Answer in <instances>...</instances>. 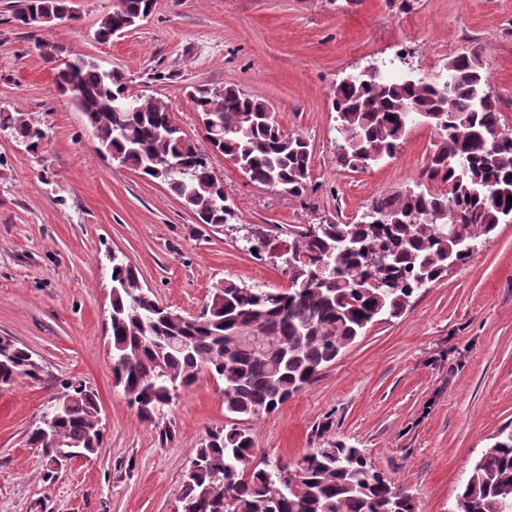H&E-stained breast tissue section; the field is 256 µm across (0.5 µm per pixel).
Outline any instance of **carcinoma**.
I'll list each match as a JSON object with an SVG mask.
<instances>
[{"mask_svg":"<svg viewBox=\"0 0 512 512\" xmlns=\"http://www.w3.org/2000/svg\"><path fill=\"white\" fill-rule=\"evenodd\" d=\"M154 8V0H121L103 16L97 37L107 42ZM71 0H25L16 18L40 26L72 16ZM453 79L436 84L378 66L367 81L339 82L332 98L345 151L336 162L351 171L375 165L401 149L410 127L431 124L439 136L420 177L428 188L381 195L370 207L390 216L384 224L320 222L288 228V244L301 250L288 268L286 288H253L232 281L214 287L198 317L161 308L141 287L136 270L112 255L109 346L112 374L128 404L143 419L170 405L202 372L224 381V414L233 422L211 431L192 450L177 512H417L415 498L397 487L364 449L324 437L291 463L253 461L255 441L237 422L271 414L311 385L374 322L400 317L412 299L443 278L449 263L463 265L469 246L512 220V131L502 129L496 96L480 58L453 57ZM61 91L85 115L98 149L119 163L167 185L201 224L235 220L224 182L210 154H221L250 182L294 197L306 194L309 142L284 130L270 109L235 86L200 85L189 97L200 118L213 122L203 144L171 131L169 106L139 98V111L116 112L112 100L126 89L120 73L82 57L57 67ZM0 129L28 151L40 148L42 121L0 109ZM166 159L169 165L158 163ZM274 239L256 229L244 250L267 253ZM42 365L27 348L0 337V386L40 379ZM72 396L65 412H51L56 446L33 427L28 443L41 450L43 475L62 450L98 454V399L81 382L61 385ZM450 512H512V426L472 466Z\"/></svg>","mask_w":512,"mask_h":512,"instance_id":"obj_1","label":"carcinoma"}]
</instances>
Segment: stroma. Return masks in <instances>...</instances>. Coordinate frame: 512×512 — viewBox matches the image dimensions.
Here are the masks:
<instances>
[{"instance_id":"stroma-1","label":"stroma","mask_w":512,"mask_h":512,"mask_svg":"<svg viewBox=\"0 0 512 512\" xmlns=\"http://www.w3.org/2000/svg\"><path fill=\"white\" fill-rule=\"evenodd\" d=\"M22 3L0 0V108L42 120L48 140L32 154L0 134V336L32 350L43 376L0 390V512H176L192 449L227 422L224 383L201 373L170 406L165 442L128 405L106 339L108 253H123L141 284L184 315L227 280L287 287L277 259L244 251L254 228L353 221L417 180L437 140L417 125L368 171L337 166L336 83L401 54L429 75L474 50L512 130V0H413L405 11L400 0H156L151 15L106 43L94 33L114 0H73L77 20L39 28L15 20ZM45 41L121 71L130 91L165 101L196 140L191 86L235 85L268 103L286 132L312 146L307 195L253 184L214 154L238 217L199 224L166 185L99 153L38 50ZM68 380L97 391L104 444L48 479L27 433ZM325 422L331 438L365 449L408 487L418 512H449L474 462L512 423V223L248 427L257 457L289 462L317 447Z\"/></svg>"}]
</instances>
